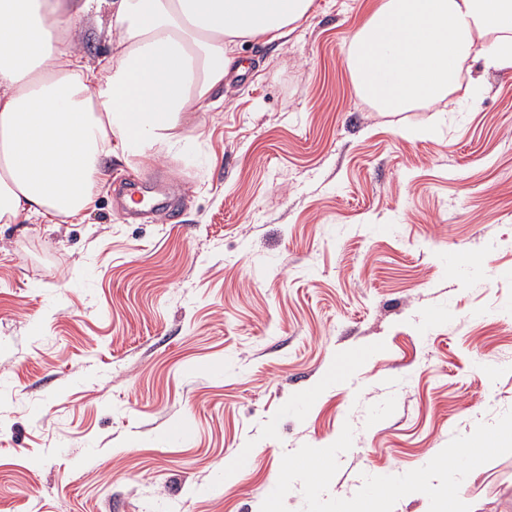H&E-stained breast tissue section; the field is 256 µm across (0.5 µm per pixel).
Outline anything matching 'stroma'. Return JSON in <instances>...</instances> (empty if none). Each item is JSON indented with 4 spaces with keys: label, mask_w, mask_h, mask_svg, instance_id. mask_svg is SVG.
Returning a JSON list of instances; mask_svg holds the SVG:
<instances>
[{
    "label": "stroma",
    "mask_w": 512,
    "mask_h": 512,
    "mask_svg": "<svg viewBox=\"0 0 512 512\" xmlns=\"http://www.w3.org/2000/svg\"><path fill=\"white\" fill-rule=\"evenodd\" d=\"M371 3L243 46L191 139L105 160L83 220H0V512H260L347 422L349 498L512 409V68L376 112L345 62ZM135 176L153 221L116 196ZM459 496L512 512V454Z\"/></svg>",
    "instance_id": "35a3bbf8"
}]
</instances>
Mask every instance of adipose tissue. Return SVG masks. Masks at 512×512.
Wrapping results in <instances>:
<instances>
[{"mask_svg":"<svg viewBox=\"0 0 512 512\" xmlns=\"http://www.w3.org/2000/svg\"><path fill=\"white\" fill-rule=\"evenodd\" d=\"M315 0H0V218H82L106 158H155L224 86L244 43L285 42ZM96 29L109 56L90 63ZM512 68V0H373L346 49L375 111L432 105L464 64Z\"/></svg>","mask_w":512,"mask_h":512,"instance_id":"ef3b65f1","label":"adipose tissue"}]
</instances>
